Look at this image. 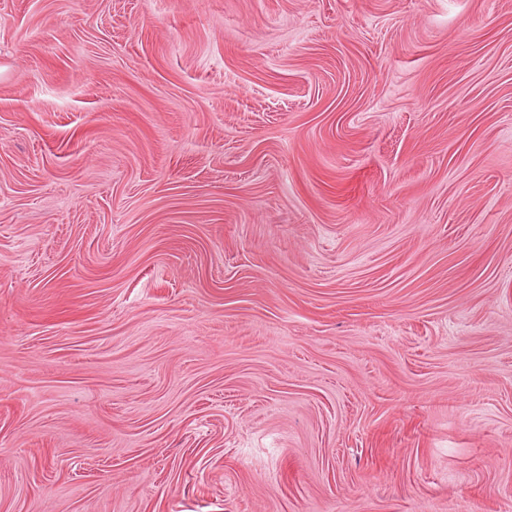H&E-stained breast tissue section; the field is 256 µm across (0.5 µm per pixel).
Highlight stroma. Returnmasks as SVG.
<instances>
[{
    "label": "stroma",
    "instance_id": "obj_1",
    "mask_svg": "<svg viewBox=\"0 0 512 512\" xmlns=\"http://www.w3.org/2000/svg\"><path fill=\"white\" fill-rule=\"evenodd\" d=\"M0 512H512V0H0Z\"/></svg>",
    "mask_w": 512,
    "mask_h": 512
}]
</instances>
